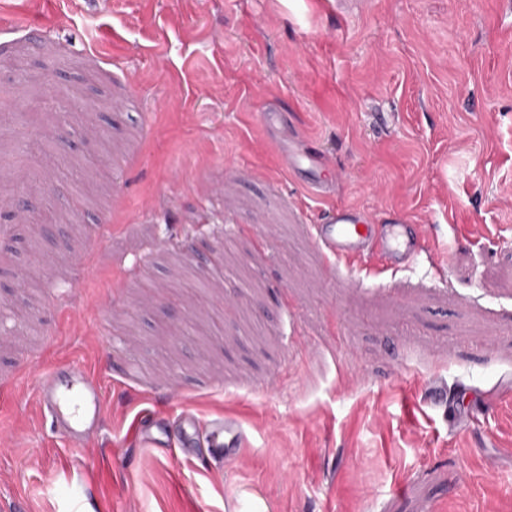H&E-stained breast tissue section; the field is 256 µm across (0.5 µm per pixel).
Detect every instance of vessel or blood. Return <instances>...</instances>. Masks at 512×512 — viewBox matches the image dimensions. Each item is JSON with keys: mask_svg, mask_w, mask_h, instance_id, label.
I'll list each match as a JSON object with an SVG mask.
<instances>
[{"mask_svg": "<svg viewBox=\"0 0 512 512\" xmlns=\"http://www.w3.org/2000/svg\"><path fill=\"white\" fill-rule=\"evenodd\" d=\"M280 154L289 170L307 172L311 184H327L326 169L320 156L308 150L288 146ZM315 240L327 256L353 265H363L372 255H380L386 266L409 265L424 253L419 237H399L393 225L376 224L359 211L339 207L314 227ZM38 399L51 416L56 432L78 447L88 429L101 419L103 386L95 372L73 362L61 363L36 377ZM197 417L189 412L180 417L178 446L184 455L195 452V437L200 428ZM207 453L223 458L226 450L244 448L246 439L240 424L230 419H214L208 425Z\"/></svg>", "mask_w": 512, "mask_h": 512, "instance_id": "1", "label": "vessel or blood"}]
</instances>
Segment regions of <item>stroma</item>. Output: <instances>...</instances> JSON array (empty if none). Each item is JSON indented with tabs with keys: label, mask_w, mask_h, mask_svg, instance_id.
<instances>
[{
	"label": "stroma",
	"mask_w": 512,
	"mask_h": 512,
	"mask_svg": "<svg viewBox=\"0 0 512 512\" xmlns=\"http://www.w3.org/2000/svg\"><path fill=\"white\" fill-rule=\"evenodd\" d=\"M336 206L443 277L328 262ZM509 251L512 0H0V512H512ZM65 362L80 447L36 396ZM185 411L246 452L142 442ZM274 142L289 170L296 174L301 171L309 173L311 177L308 182L317 187L327 184L326 169L320 156L309 150L293 146L291 143H288V148H286L282 143L276 140ZM35 379L40 405L51 416L56 432L72 446H81L86 433L101 419L103 386L96 373L68 362ZM207 453L213 459H224L229 448L245 449L246 439L240 424L230 419H214L208 423Z\"/></svg>",
	"instance_id": "35a3bbf8"
}]
</instances>
